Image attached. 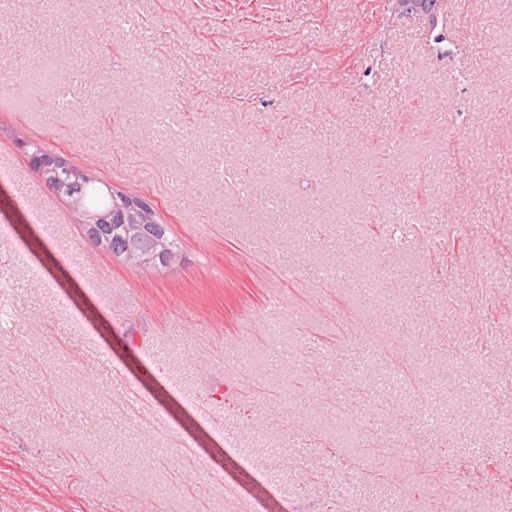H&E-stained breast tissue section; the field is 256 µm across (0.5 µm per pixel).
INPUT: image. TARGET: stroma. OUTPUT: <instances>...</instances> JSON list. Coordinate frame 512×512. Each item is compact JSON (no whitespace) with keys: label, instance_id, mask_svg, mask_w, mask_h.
<instances>
[{"label":"stroma","instance_id":"obj_1","mask_svg":"<svg viewBox=\"0 0 512 512\" xmlns=\"http://www.w3.org/2000/svg\"><path fill=\"white\" fill-rule=\"evenodd\" d=\"M443 2L0 0V512H484L489 462L512 512V0ZM36 143L178 258L100 247Z\"/></svg>","mask_w":512,"mask_h":512}]
</instances>
